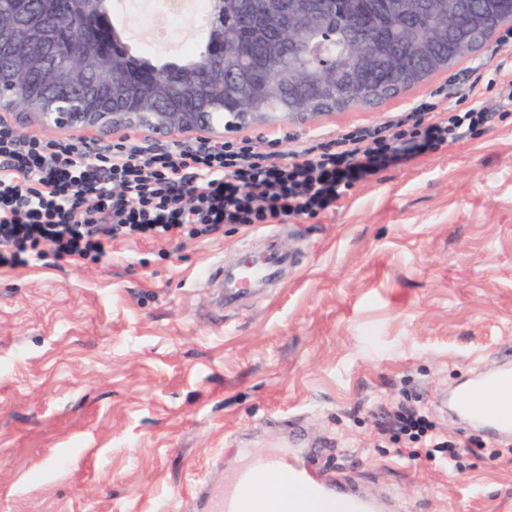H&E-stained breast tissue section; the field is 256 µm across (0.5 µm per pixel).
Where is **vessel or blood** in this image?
Instances as JSON below:
<instances>
[{
  "instance_id": "b4317fda",
  "label": "vessel or blood",
  "mask_w": 512,
  "mask_h": 512,
  "mask_svg": "<svg viewBox=\"0 0 512 512\" xmlns=\"http://www.w3.org/2000/svg\"><path fill=\"white\" fill-rule=\"evenodd\" d=\"M240 261L232 278H225L222 261L209 264L206 275L224 279L230 297H237L248 289L269 281L277 271L281 257L269 252L256 258L251 242H244ZM449 415L469 425L486 427L498 439L512 437V365L480 368L473 381L451 394L443 402ZM241 463L225 478L222 489L199 486L198 498L202 512H250L256 471L263 470L277 478L303 488L305 497L291 503L288 512H307L311 502H330L338 512H381V501L359 492L346 490L341 485L323 480L309 479L299 457L291 451L256 453L253 449H240Z\"/></svg>"
}]
</instances>
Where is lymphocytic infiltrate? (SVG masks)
Here are the masks:
<instances>
[{"label": "lymphocytic infiltrate", "instance_id": "f902f5d3", "mask_svg": "<svg viewBox=\"0 0 512 512\" xmlns=\"http://www.w3.org/2000/svg\"><path fill=\"white\" fill-rule=\"evenodd\" d=\"M491 117L475 105L458 110L420 99L387 129L318 140L284 162L247 137L174 146L125 138L106 149L24 137L0 123V266H23L34 255L97 259L117 238H201L226 224L313 217L380 169L466 139ZM393 425L452 464L456 446L435 432L425 410L398 408Z\"/></svg>", "mask_w": 512, "mask_h": 512}]
</instances>
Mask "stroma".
Instances as JSON below:
<instances>
[{
	"instance_id": "1",
	"label": "stroma",
	"mask_w": 512,
	"mask_h": 512,
	"mask_svg": "<svg viewBox=\"0 0 512 512\" xmlns=\"http://www.w3.org/2000/svg\"><path fill=\"white\" fill-rule=\"evenodd\" d=\"M135 45L192 21L124 11ZM500 62L493 50L369 108L306 126L245 130L280 157L381 124ZM465 140L379 171L335 210L279 225L227 224L171 243L113 240L100 260L0 267V512H197L238 451L301 423L314 479L395 494L397 512H512V441L453 421L440 400L479 368L512 363V112ZM276 233L289 262L257 298L219 307L203 270ZM402 401L447 439L483 443L441 466L397 455L377 424Z\"/></svg>"
}]
</instances>
